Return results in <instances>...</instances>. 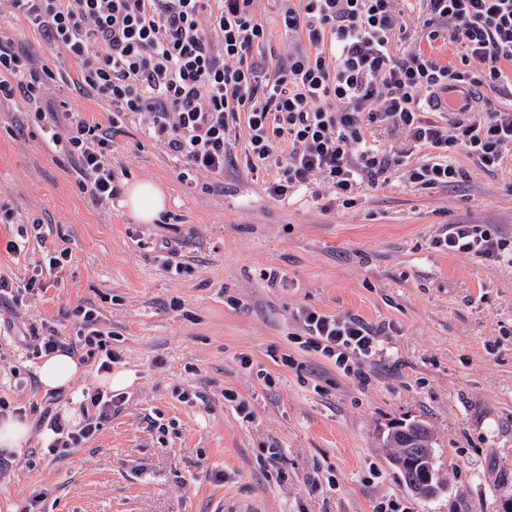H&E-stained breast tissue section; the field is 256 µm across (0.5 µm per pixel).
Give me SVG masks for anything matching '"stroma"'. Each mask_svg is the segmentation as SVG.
Instances as JSON below:
<instances>
[{
	"label": "stroma",
	"mask_w": 512,
	"mask_h": 512,
	"mask_svg": "<svg viewBox=\"0 0 512 512\" xmlns=\"http://www.w3.org/2000/svg\"><path fill=\"white\" fill-rule=\"evenodd\" d=\"M269 32L261 54L294 47L275 0H257ZM0 40L61 73L49 102L106 123L107 105L78 95L74 67L0 0ZM459 187L418 190L401 171L354 207L304 189L266 192L244 159L213 179L190 174L132 122L112 136L120 182L158 183L159 219L94 203L51 150L22 101L0 104V420L21 409L23 448H1L0 512H373L387 498L410 512H504L512 499V266L434 248L451 224L512 237V172L465 154ZM41 230H34L33 220ZM24 244L9 251L10 242ZM67 250L39 290L24 285L46 251ZM275 270L270 283L261 271ZM356 315L382 330L365 379L308 349L298 308ZM93 309L125 374L120 410L86 444L46 449L44 410H80L102 385L96 357L58 398L44 391L31 330L74 340ZM249 357L241 366L240 357ZM245 400L243 418L225 391ZM426 422L446 483L414 496L391 466L388 431ZM278 449L277 458L267 456Z\"/></svg>",
	"instance_id": "stroma-1"
}]
</instances>
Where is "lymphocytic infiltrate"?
I'll return each instance as SVG.
<instances>
[{
  "instance_id": "f902f5d3",
  "label": "lymphocytic infiltrate",
  "mask_w": 512,
  "mask_h": 512,
  "mask_svg": "<svg viewBox=\"0 0 512 512\" xmlns=\"http://www.w3.org/2000/svg\"><path fill=\"white\" fill-rule=\"evenodd\" d=\"M296 45L276 64L258 58L267 30L255 0H10L12 8L77 69L79 93L109 107L107 125L81 112H54L55 74L25 49L0 44V102L23 97L55 150L68 156L79 187L100 205L120 193L112 133L142 121L150 139L185 168L223 174L234 159L231 134L247 129L250 170L272 175L266 191L283 201L312 183L355 206L364 187L403 167L416 188L465 180L456 154L489 172L512 167V108H489L484 90L504 86L512 65V0H278ZM428 40L448 37L459 64L411 49L406 12ZM453 84L469 86L462 112L429 117ZM405 132L423 160L409 164L370 141L377 126ZM448 253L512 264V238L483 224H451L434 240ZM308 348L343 373L364 377L381 352L380 331L361 318L300 310ZM104 389L87 393L85 423L40 418L51 451L90 441L122 405Z\"/></svg>"
}]
</instances>
